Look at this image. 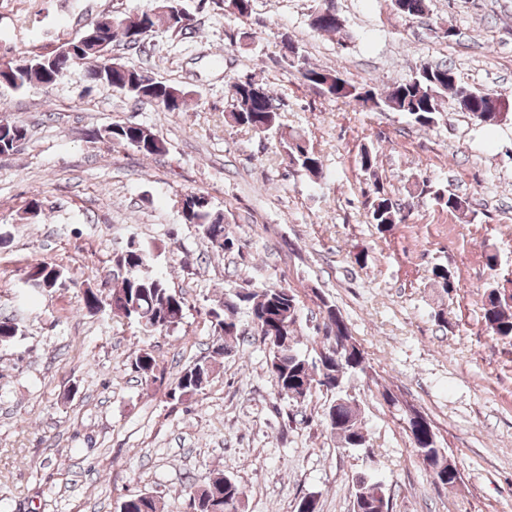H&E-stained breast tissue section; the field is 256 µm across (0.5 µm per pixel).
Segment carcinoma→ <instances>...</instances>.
Returning a JSON list of instances; mask_svg holds the SVG:
<instances>
[{
	"mask_svg": "<svg viewBox=\"0 0 512 512\" xmlns=\"http://www.w3.org/2000/svg\"><path fill=\"white\" fill-rule=\"evenodd\" d=\"M167 10L155 13L142 11L134 16L112 19L110 38L121 37L127 47L138 49L137 42L142 31H153L159 23L182 36L194 31L193 24L183 22L187 14L180 8L179 0L165 4ZM310 27L319 33H331L339 29L336 24L334 0H323L320 8L311 15ZM84 37L68 42L79 50V60L93 65L87 70V77L93 84L106 85L116 93L136 102L148 101L152 104L170 103L172 112L183 110L187 93L177 86L164 82H151L142 75V70L134 66L117 70L106 64L105 57L90 49L82 48ZM52 55L34 54L30 56V66L10 69L0 77L1 88L23 89L35 87L52 79L55 70L51 67ZM302 79L312 88L332 101L355 103L367 107L368 99L362 91L372 93L363 86L343 81L336 83V75L330 71L304 64ZM453 68L448 64L423 63L415 76L390 87L385 97L378 98L372 109H387L401 112L421 128H431L438 122L440 101L443 97L458 99V90L448 84V73ZM235 104L230 112L231 121L254 130L259 134L279 128V104L274 97L252 79L239 81L234 85ZM110 138L120 144L131 146L145 156H161L167 152L165 142L156 137L147 127L115 124ZM281 141L286 150L289 164L316 175L321 168L318 155L310 149L304 138L298 134L283 133ZM373 197L369 202L372 223L378 231L387 232L395 224L403 221L400 208L391 199L382 184L373 183ZM184 223L192 224L198 233L210 244L212 252L220 254L233 246L225 224L224 214L211 206L210 199L202 195L196 199L184 196L180 201ZM113 263L124 270L119 285L104 295L89 289L83 294L85 308L98 312L106 307L112 314L124 318L138 326L147 334H167L179 327L185 317V300L172 289L165 276L154 270L151 248L132 241L126 249L116 254ZM432 279L449 292L455 287L454 273L444 265H436L431 270ZM63 269L44 261L28 265L25 283L31 290L50 296L62 284ZM247 310L252 330L261 336H286L288 343H274L269 349V371L272 374L276 393L280 398L289 397L295 391L308 399L315 391L327 392L335 396L325 413V422L339 439L342 447L362 449L370 442L362 422L358 404L343 394L348 377L354 373L365 374L369 365L365 353L353 351L342 353L339 360L322 364L310 359L300 349L299 339V299L291 290L273 285L259 292L249 291L244 298L228 292L224 301L210 310L215 335L219 340L207 356L182 368L176 377L173 393L193 396L201 393L216 372L215 361L224 355L225 348L238 343L245 333L237 318L240 309ZM326 327L334 331L336 343L340 344L350 335V330L341 312L335 305L323 302ZM481 322L485 330L501 339L512 340V289L503 285L486 289L483 295ZM136 372L151 377L158 368L153 352L142 349L134 358ZM404 431L409 435L416 451L422 453L420 461L425 467L439 466L443 457L439 455L441 440L434 433L421 439L417 430L400 418ZM243 488L236 482H229L223 474H216L207 486L193 493L196 512H239V497ZM120 512H159L158 500L141 494L130 496L120 504Z\"/></svg>",
	"mask_w": 512,
	"mask_h": 512,
	"instance_id": "obj_1",
	"label": "carcinoma"
}]
</instances>
